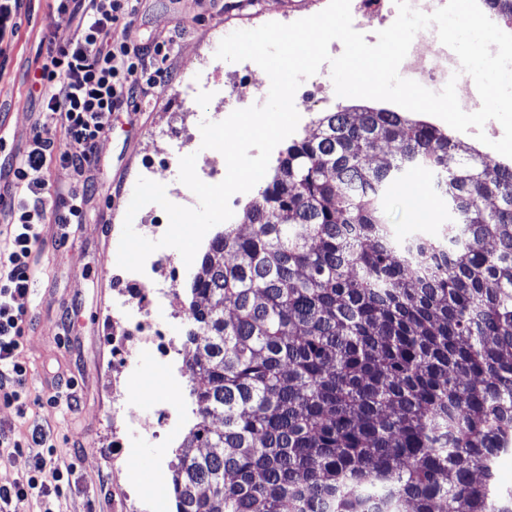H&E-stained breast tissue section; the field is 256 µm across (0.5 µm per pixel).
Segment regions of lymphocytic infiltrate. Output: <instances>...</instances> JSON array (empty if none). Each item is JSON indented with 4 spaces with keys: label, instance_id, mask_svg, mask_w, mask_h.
I'll return each instance as SVG.
<instances>
[{
    "label": "lymphocytic infiltrate",
    "instance_id": "obj_1",
    "mask_svg": "<svg viewBox=\"0 0 512 512\" xmlns=\"http://www.w3.org/2000/svg\"><path fill=\"white\" fill-rule=\"evenodd\" d=\"M138 0H60V11L76 25L67 34H53L44 56L29 76V95L42 105L45 118L60 123L64 146L34 132L24 154L8 166L11 186L7 244L0 248V398L25 410L22 400L28 370L20 359L24 329L31 319L29 305L33 253L43 245V226L53 222L68 240L86 218L84 197L59 192L48 172L60 164L83 174L94 164L101 137L112 125L113 113L135 107L137 97L164 89L172 40L136 46L113 36L130 28ZM39 452L28 472L0 487V512H55L51 482L63 472L42 454L47 439L31 437Z\"/></svg>",
    "mask_w": 512,
    "mask_h": 512
}]
</instances>
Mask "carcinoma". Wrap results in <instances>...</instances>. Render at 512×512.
<instances>
[{
	"label": "carcinoma",
	"instance_id": "cac0c4a2",
	"mask_svg": "<svg viewBox=\"0 0 512 512\" xmlns=\"http://www.w3.org/2000/svg\"><path fill=\"white\" fill-rule=\"evenodd\" d=\"M432 177L448 243L384 204ZM198 420L176 512H512V165L389 109L327 112L193 264Z\"/></svg>",
	"mask_w": 512,
	"mask_h": 512
}]
</instances>
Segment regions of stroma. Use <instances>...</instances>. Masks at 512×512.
<instances>
[{
  "label": "stroma",
  "instance_id": "stroma-1",
  "mask_svg": "<svg viewBox=\"0 0 512 512\" xmlns=\"http://www.w3.org/2000/svg\"><path fill=\"white\" fill-rule=\"evenodd\" d=\"M263 2V8L240 10L236 0H140L135 22L125 34L129 42L154 43L181 24L187 31L171 54L169 88L142 102L140 111L113 114L88 179H75L59 166L50 169L49 178L61 192L85 195L88 218L62 245L57 242L58 225L43 230L46 244L37 255L29 298L32 320L21 344L29 374L28 408L21 415L16 406L0 400V427L11 429L17 442L0 450V485L12 484L28 471L36 431L46 434L56 464L72 471L56 501L60 512H112L116 485L144 497L158 485H170L174 445L139 438L118 456L112 447V276L128 209L123 187L149 171L155 182L170 185L179 169L173 146L181 139L180 127L199 122L177 91L184 62L204 52L224 27L251 30L272 18L287 22L284 0ZM71 27L69 14L58 11L55 0H26L15 33L6 36L7 55L0 65V142L5 145L0 163L22 153L33 134L37 108L28 97V70L45 51L50 33ZM322 72V88H300L296 99L315 102L321 113L366 106V99L336 95L330 64H323ZM410 181L427 197V215L419 217L410 197L394 192L386 201L394 235L442 239L450 218L446 200L434 195L430 176L416 174ZM61 382L69 384L76 407L53 402ZM116 457L129 468L117 477L112 474Z\"/></svg>",
  "mask_w": 512,
  "mask_h": 512
}]
</instances>
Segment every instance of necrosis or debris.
I'll list each match as a JSON object with an SVG mask.
<instances>
[{
  "mask_svg": "<svg viewBox=\"0 0 512 512\" xmlns=\"http://www.w3.org/2000/svg\"><path fill=\"white\" fill-rule=\"evenodd\" d=\"M218 46V41H211L203 58L186 61L182 70L183 84L185 88H192L200 75H207L214 86V97L226 108L234 109L239 97L226 90L220 79L224 62L215 56ZM402 65L415 81L441 89L453 74L457 60L439 41L435 27L431 26L419 31ZM159 263V257L149 256L139 275L140 287L119 288V299L112 308V324L121 330L120 335L112 339V444L117 448L123 447L132 436L170 443L198 418L196 408L188 406L185 399V392L191 385V375L184 365L191 352L187 342L190 322L181 311L175 312L173 321L166 323L148 317L154 294L151 273ZM162 358L178 362L176 377L180 389L167 400L157 402L152 413L146 415L141 411L144 393L133 391L125 378L144 362Z\"/></svg>",
  "mask_w": 512,
  "mask_h": 512,
  "instance_id": "1",
  "label": "necrosis or debris"
}]
</instances>
